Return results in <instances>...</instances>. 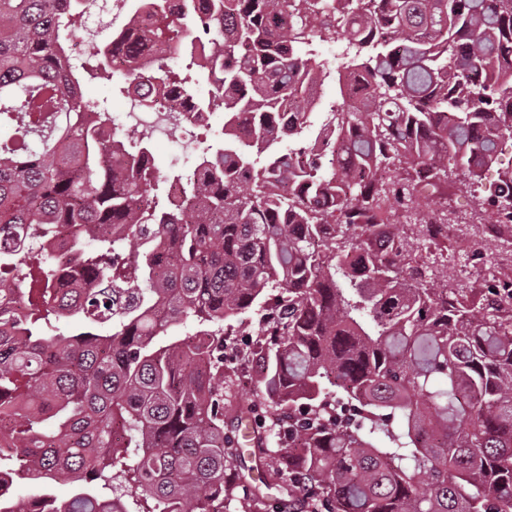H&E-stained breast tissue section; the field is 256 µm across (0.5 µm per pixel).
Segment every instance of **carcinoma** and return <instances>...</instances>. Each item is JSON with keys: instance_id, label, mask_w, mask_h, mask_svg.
<instances>
[{"instance_id": "1", "label": "carcinoma", "mask_w": 512, "mask_h": 512, "mask_svg": "<svg viewBox=\"0 0 512 512\" xmlns=\"http://www.w3.org/2000/svg\"><path fill=\"white\" fill-rule=\"evenodd\" d=\"M152 4L165 84L224 107V147L174 177L99 126L84 86L109 51L69 80L75 0H0V123L20 117L0 139V474L71 480L54 512H252L275 487L287 512H512V300L474 309L404 261L448 223L446 203L416 217L418 189L450 167L479 183L512 146V0ZM329 29L334 72L313 49ZM193 34L203 62L171 66ZM325 74L341 103L308 141ZM483 201L512 224V165ZM58 234L65 294L40 246ZM248 311L269 426L257 406L224 420V324Z\"/></svg>"}]
</instances>
